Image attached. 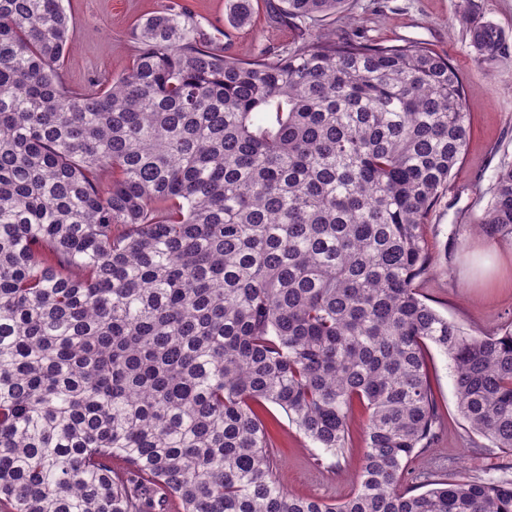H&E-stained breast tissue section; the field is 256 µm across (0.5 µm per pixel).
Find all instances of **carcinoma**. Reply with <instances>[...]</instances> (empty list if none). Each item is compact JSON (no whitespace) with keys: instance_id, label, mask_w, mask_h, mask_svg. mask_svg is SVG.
Wrapping results in <instances>:
<instances>
[{"instance_id":"obj_1","label":"carcinoma","mask_w":512,"mask_h":512,"mask_svg":"<svg viewBox=\"0 0 512 512\" xmlns=\"http://www.w3.org/2000/svg\"><path fill=\"white\" fill-rule=\"evenodd\" d=\"M345 2L280 0L293 44L240 59L171 0L89 89L63 0H0V512H512L508 478L402 489L441 422L430 344L512 453V330L466 334L415 288L470 135L459 73L323 31ZM476 228L512 238L511 163ZM270 405L336 459L366 410L352 495L280 487Z\"/></svg>"}]
</instances>
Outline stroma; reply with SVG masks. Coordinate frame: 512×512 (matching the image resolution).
<instances>
[{"label":"stroma","instance_id":"stroma-1","mask_svg":"<svg viewBox=\"0 0 512 512\" xmlns=\"http://www.w3.org/2000/svg\"><path fill=\"white\" fill-rule=\"evenodd\" d=\"M168 0H64L77 40L65 57V77L79 86L107 83L129 65L132 30L138 20ZM225 55L254 58L262 50L294 39L273 13L279 0H258L249 24L232 27L229 0H179ZM489 21L512 40V0H348L347 11L323 21L324 31L342 37L352 30L385 46L418 44L448 58L464 84L470 137L451 173L448 188L423 232L432 267L418 279L422 299L473 335L512 328V240L478 230L501 165L512 163V54L492 63L478 61L468 44L465 17ZM433 391L442 414L437 441L414 462L403 485L414 488L425 474H484L512 477V453L478 455L476 437L456 408L453 368L437 348L428 351ZM270 450L278 482L291 493L336 501L349 496L362 464L359 422H352L343 458L314 448L275 410Z\"/></svg>","mask_w":512,"mask_h":512}]
</instances>
